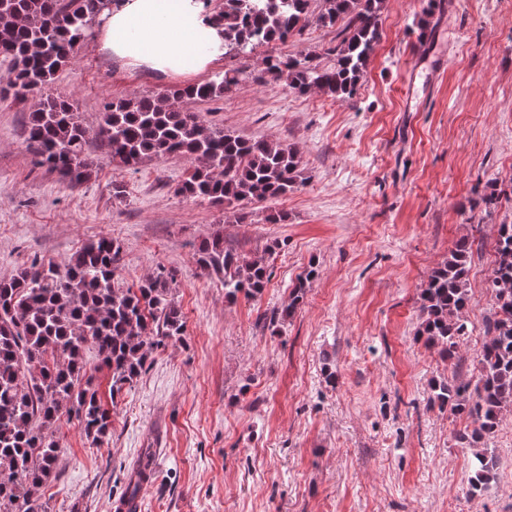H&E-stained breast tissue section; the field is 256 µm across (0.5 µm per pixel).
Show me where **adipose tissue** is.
<instances>
[{"instance_id":"1","label":"adipose tissue","mask_w":512,"mask_h":512,"mask_svg":"<svg viewBox=\"0 0 512 512\" xmlns=\"http://www.w3.org/2000/svg\"><path fill=\"white\" fill-rule=\"evenodd\" d=\"M99 50L164 80L209 71L224 56V27L212 0H112L98 28Z\"/></svg>"}]
</instances>
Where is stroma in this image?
<instances>
[{
  "instance_id": "stroma-1",
  "label": "stroma",
  "mask_w": 512,
  "mask_h": 512,
  "mask_svg": "<svg viewBox=\"0 0 512 512\" xmlns=\"http://www.w3.org/2000/svg\"><path fill=\"white\" fill-rule=\"evenodd\" d=\"M437 3L445 66L435 76L420 71L415 44L427 0H388L352 99L256 79L265 55L322 53L337 31L315 25L242 59L233 93L188 104L209 126L298 153L295 190L248 205L242 223L176 194L190 159L127 167L96 137L104 103L156 98L185 79L112 62L92 35L78 46L48 92L73 100L87 129L97 172L81 184L33 164L27 126L39 94L0 99V277L35 259L64 263L111 237L122 245L119 283L172 271L185 320L182 340L151 350L135 386L111 404L103 443L77 421L57 422L58 458L40 490L47 512H110L147 448L154 473L141 512H512V411L489 443L496 478L474 494V457L457 443L474 423L428 402L433 381L477 373L492 306L489 242L495 224L512 222V6ZM491 181L511 197L489 211ZM274 211L287 222H267ZM217 233L266 263L261 295L226 299L220 278L199 267L200 243ZM464 237L482 247L471 264L470 333L454 364L418 339V293ZM312 266L303 303L272 333L263 316L288 305Z\"/></svg>"
}]
</instances>
